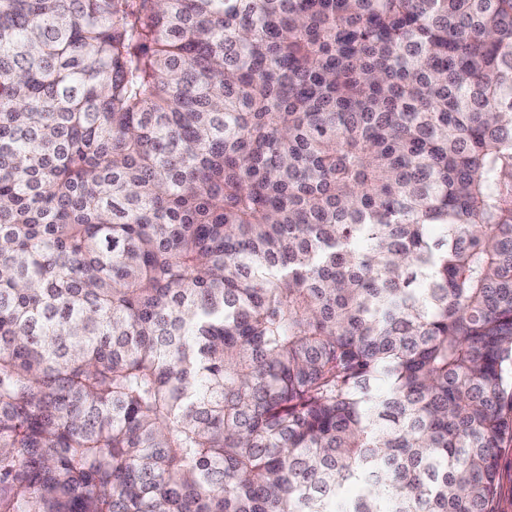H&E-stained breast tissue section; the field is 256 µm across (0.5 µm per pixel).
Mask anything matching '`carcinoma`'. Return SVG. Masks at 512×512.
<instances>
[{
  "label": "carcinoma",
  "mask_w": 512,
  "mask_h": 512,
  "mask_svg": "<svg viewBox=\"0 0 512 512\" xmlns=\"http://www.w3.org/2000/svg\"><path fill=\"white\" fill-rule=\"evenodd\" d=\"M512 0H0V512H495Z\"/></svg>",
  "instance_id": "1"
}]
</instances>
